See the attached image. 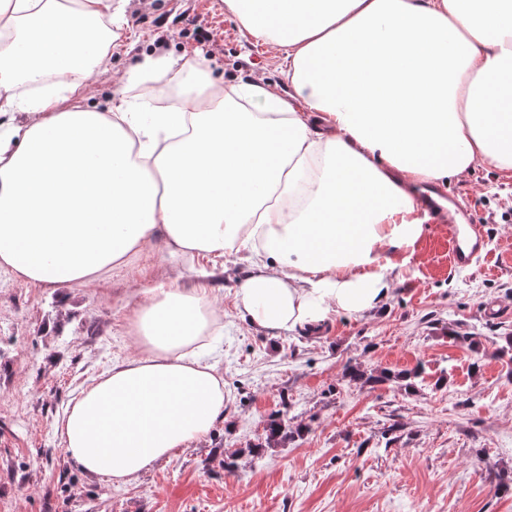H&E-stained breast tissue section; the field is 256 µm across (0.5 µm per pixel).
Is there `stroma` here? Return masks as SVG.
<instances>
[{
	"label": "stroma",
	"mask_w": 512,
	"mask_h": 512,
	"mask_svg": "<svg viewBox=\"0 0 512 512\" xmlns=\"http://www.w3.org/2000/svg\"><path fill=\"white\" fill-rule=\"evenodd\" d=\"M109 71L83 81L103 111L149 108L121 76L165 41L201 53L229 83L262 79L287 91L271 46L255 41L222 0H129ZM477 210L487 231L466 268L449 265L450 228L427 224L413 247L388 250L387 298L314 328L258 331L236 306L241 254L209 262L146 254L83 284L43 287L0 270V512H512V178L490 166L440 182ZM206 271L224 330L208 357L224 379V414L189 450L124 485L88 479L57 427L67 406L113 364L140 357L125 303L152 282ZM472 336L479 349L449 339ZM394 373L349 381L348 365ZM422 367L414 390L397 375ZM287 415L295 438L249 453ZM236 467L226 471L225 460Z\"/></svg>",
	"instance_id": "obj_1"
}]
</instances>
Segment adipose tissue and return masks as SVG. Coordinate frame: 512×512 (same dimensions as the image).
Returning a JSON list of instances; mask_svg holds the SVG:
<instances>
[{
	"instance_id": "1",
	"label": "adipose tissue",
	"mask_w": 512,
	"mask_h": 512,
	"mask_svg": "<svg viewBox=\"0 0 512 512\" xmlns=\"http://www.w3.org/2000/svg\"><path fill=\"white\" fill-rule=\"evenodd\" d=\"M268 2L224 9L277 48L289 96L158 48L128 85L180 91L146 123L82 94L110 68L117 0H0V268L53 287L97 279L158 237L192 258L242 251L239 307L257 329L289 332L386 299L387 249L424 232L414 185L479 164L512 174V0H291L285 16ZM52 77L57 90L18 91ZM141 294L129 322L142 356L82 390L60 425L68 457L115 484L224 412V380L203 360L207 282Z\"/></svg>"
}]
</instances>
